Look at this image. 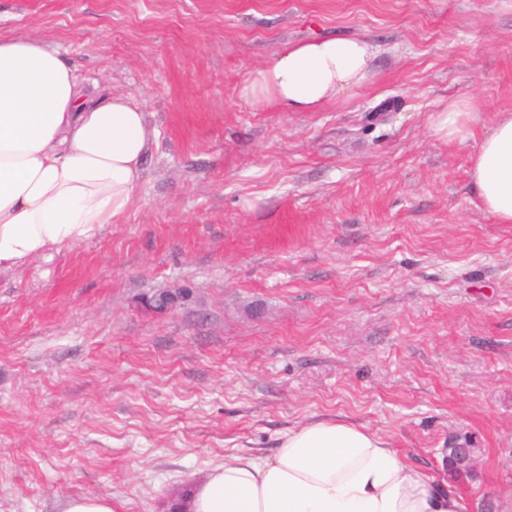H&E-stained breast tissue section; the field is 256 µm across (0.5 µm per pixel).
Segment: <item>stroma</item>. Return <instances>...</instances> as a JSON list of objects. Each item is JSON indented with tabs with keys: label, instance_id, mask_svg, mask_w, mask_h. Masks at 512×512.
<instances>
[{
	"label": "stroma",
	"instance_id": "stroma-1",
	"mask_svg": "<svg viewBox=\"0 0 512 512\" xmlns=\"http://www.w3.org/2000/svg\"><path fill=\"white\" fill-rule=\"evenodd\" d=\"M0 37L57 47L156 130L121 221L0 272V512H169L225 455L327 416L465 512H512V224L468 174L512 111V0H0ZM315 37L373 45L372 83L252 108L248 72ZM455 100L478 115L451 141L433 123ZM452 446L476 459L455 480ZM187 288H176L174 290H166L152 296H147L142 301L143 307L151 312H163L173 309L178 304L184 302L189 297ZM61 512H118V509L111 498L83 494L66 499Z\"/></svg>",
	"mask_w": 512,
	"mask_h": 512
}]
</instances>
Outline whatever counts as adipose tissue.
Here are the masks:
<instances>
[{
  "label": "adipose tissue",
  "instance_id": "adipose-tissue-1",
  "mask_svg": "<svg viewBox=\"0 0 512 512\" xmlns=\"http://www.w3.org/2000/svg\"><path fill=\"white\" fill-rule=\"evenodd\" d=\"M358 38L284 44L249 72L243 97L258 108L316 112L374 77ZM155 136L124 97L102 99L59 50L0 38V271L78 245L134 206ZM484 210L512 224V113L470 157ZM176 512H462L444 481L415 468L377 433L341 418L288 431L271 455L238 453L196 477Z\"/></svg>",
  "mask_w": 512,
  "mask_h": 512
}]
</instances>
